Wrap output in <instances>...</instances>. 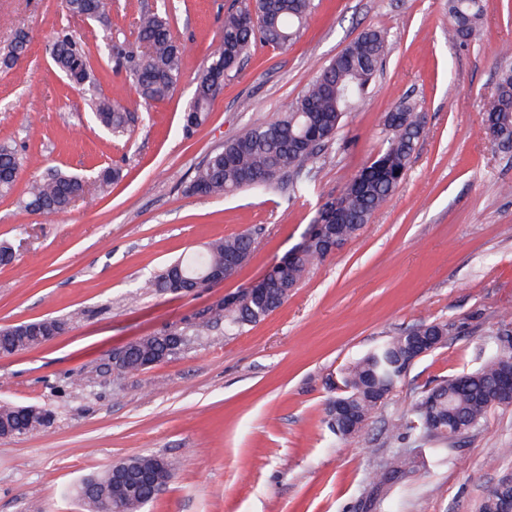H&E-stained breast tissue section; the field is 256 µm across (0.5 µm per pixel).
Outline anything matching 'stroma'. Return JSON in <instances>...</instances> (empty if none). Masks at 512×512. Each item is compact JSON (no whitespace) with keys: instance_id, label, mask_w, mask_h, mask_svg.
I'll list each match as a JSON object with an SVG mask.
<instances>
[{"instance_id":"stroma-1","label":"stroma","mask_w":512,"mask_h":512,"mask_svg":"<svg viewBox=\"0 0 512 512\" xmlns=\"http://www.w3.org/2000/svg\"><path fill=\"white\" fill-rule=\"evenodd\" d=\"M288 50L256 47L228 72L207 122L181 116L241 0H109L110 27L62 17V0H0V49L26 29V54L0 68V144L24 164L21 190L47 169L93 175L120 167L108 193L90 191L46 216L0 197V326L48 316L65 332L0 354V404L49 409L48 428L0 439V512H82L68 489L113 462L160 455L174 479L142 512H476L485 488L512 472V406L492 409L454 460L432 445L391 442L388 425L422 393L476 364L482 343L512 320V153L482 131L499 74L512 69V0H490L480 34L448 39V0H314ZM166 7L186 49L179 82L116 140L84 95L54 69L48 47L62 24L89 42L136 38L141 11ZM390 53L365 104L345 118L301 198L286 185L222 197L186 194L195 168L259 120L274 118L364 29ZM413 102L426 134L388 202L335 254L316 263L287 301L240 334L201 332L175 358L134 375L110 367L133 339L191 332L225 295L288 255L319 207L386 147L384 117ZM252 233L248 261L195 294L156 293L145 279L219 237ZM444 322L441 348L418 359L372 422L342 440L327 402L345 369L419 321ZM410 461L387 483L394 453Z\"/></svg>"}]
</instances>
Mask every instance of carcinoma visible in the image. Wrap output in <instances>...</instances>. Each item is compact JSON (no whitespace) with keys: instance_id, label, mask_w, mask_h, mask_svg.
Instances as JSON below:
<instances>
[{"instance_id":"cac0c4a2","label":"carcinoma","mask_w":512,"mask_h":512,"mask_svg":"<svg viewBox=\"0 0 512 512\" xmlns=\"http://www.w3.org/2000/svg\"><path fill=\"white\" fill-rule=\"evenodd\" d=\"M489 0H448V15L453 25L451 40L466 42L475 37L484 23ZM68 15L98 13L107 22L105 0H62ZM313 9V0H245L242 7L224 15L220 41L207 55L206 63L196 79L191 100L185 111L182 129L188 134L202 126L209 117L224 74L237 69L254 45L263 42L284 49ZM28 35L19 30L0 58L10 66L26 51ZM129 73L138 91V100L127 105L116 104L98 94L92 54ZM388 53V41L379 31L366 29L323 67L288 111L272 120L247 127L236 138L213 151L195 168L186 186L190 195L223 196L241 190L266 191L275 188L284 174L291 177L293 196L308 193L312 171L320 152L333 140L343 118L363 101L368 87ZM49 55L55 68L72 84L87 90L88 102L95 122L112 136L130 131L135 112L141 104L168 97L182 73L184 47L174 37L169 16L157 10L139 17L136 46L107 36L90 49L88 43L63 26L56 31ZM483 125L491 132L494 144L505 153L512 152V70L499 77L496 91L483 113ZM385 150L370 164L352 176L342 193L326 201L318 210L320 222L336 225V236L347 242L357 237L374 213L401 184L416 144L426 135L424 117L411 103L404 102L386 116ZM23 158L8 146H0V196L14 189ZM121 170L106 167L89 180L82 175L53 169L31 181L24 193V208L46 215L66 211L84 196L91 185L103 190L119 180ZM253 237L240 233L213 240L203 250L171 261L149 277L143 287L157 292H170L171 273L181 270L183 276L199 281L213 268L224 265L230 257L246 258L252 250ZM326 258L321 234L317 233L299 257L283 272L275 270L270 279L279 287L263 301L246 300L239 305L222 303L210 308L211 318L198 329L224 326L238 331L263 320L272 309L288 299V288L296 286L316 261ZM38 321L0 327V353L26 351L39 342L23 337ZM503 321L486 341L480 365L460 375L441 381L427 390L409 413L387 428L389 438L400 441L414 438L424 444L442 443V452L453 456L458 443L479 430L492 407L512 406V400L496 397L493 392L499 373L512 368V338L502 335ZM411 334L404 333L376 347L351 364L344 376L345 390L331 398L328 406L340 404L350 409L358 430H363L375 416L386 397L399 384L414 364L409 354ZM181 353L173 334L145 336L135 342L119 366L122 373L140 371L147 360H166ZM45 409L23 408L0 404V424H8L19 436L47 427ZM131 462L142 470L162 469L160 482L167 484L175 474L176 463L160 460L156 455L138 456ZM75 496L85 512H108L107 504L117 500L124 512H141L156 494L154 488L142 486L140 491L112 483V469L84 477L75 487Z\"/></svg>"}]
</instances>
